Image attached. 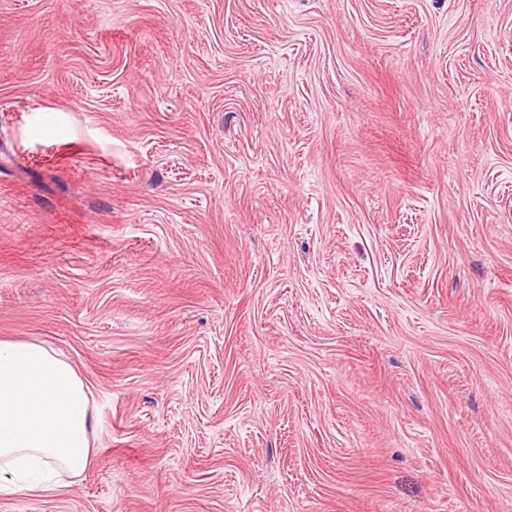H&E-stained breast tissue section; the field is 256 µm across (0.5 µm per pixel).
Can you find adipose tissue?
I'll use <instances>...</instances> for the list:
<instances>
[{"label":"adipose tissue","instance_id":"ef3b65f1","mask_svg":"<svg viewBox=\"0 0 512 512\" xmlns=\"http://www.w3.org/2000/svg\"><path fill=\"white\" fill-rule=\"evenodd\" d=\"M97 418L78 370L32 339L0 340V497H36L91 466Z\"/></svg>","mask_w":512,"mask_h":512}]
</instances>
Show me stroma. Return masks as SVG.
I'll list each match as a JSON object with an SVG mask.
<instances>
[{
	"label": "stroma",
	"mask_w": 512,
	"mask_h": 512,
	"mask_svg": "<svg viewBox=\"0 0 512 512\" xmlns=\"http://www.w3.org/2000/svg\"><path fill=\"white\" fill-rule=\"evenodd\" d=\"M95 458L0 512H512V0H0V339Z\"/></svg>",
	"instance_id": "stroma-1"
}]
</instances>
